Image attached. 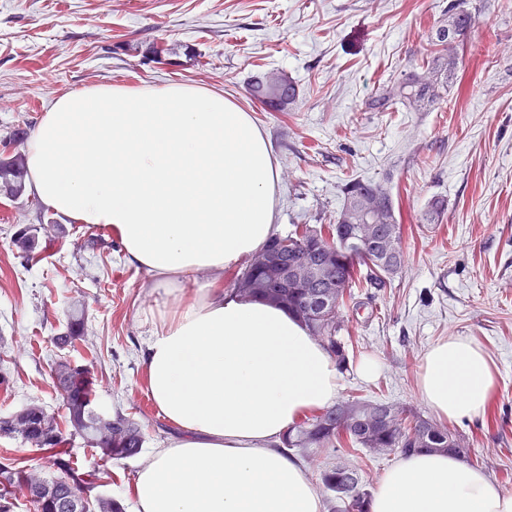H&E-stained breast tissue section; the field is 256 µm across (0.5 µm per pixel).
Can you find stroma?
<instances>
[{
  "instance_id": "1",
  "label": "stroma",
  "mask_w": 512,
  "mask_h": 512,
  "mask_svg": "<svg viewBox=\"0 0 512 512\" xmlns=\"http://www.w3.org/2000/svg\"><path fill=\"white\" fill-rule=\"evenodd\" d=\"M479 23L458 46L461 66L421 112L368 103L402 74L425 72L430 36L448 0H0V142L34 133L51 104L100 85L183 83L224 94L250 112L279 172V234L335 221L352 179L383 184L403 226L405 265L383 288L353 290L350 366L339 399L361 396L433 410L416 389L425 352L466 336L489 355L496 388L484 414L447 426L475 449L476 467L512 494V0H470ZM171 55L153 60L152 44ZM297 86L294 111L252 100L257 69ZM435 223H423L433 199ZM54 223L45 248L22 259L13 243L28 224ZM102 236L97 249L88 238ZM89 335L67 357L90 367L99 406L145 423L146 448L172 428L146 389L141 350L171 298L131 267L119 240L62 217L32 193L0 196V413L36 402L66 415L50 368L51 338L74 301ZM371 356L378 377L357 366ZM138 461L100 463L103 493L135 512Z\"/></svg>"
}]
</instances>
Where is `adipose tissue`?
I'll use <instances>...</instances> for the list:
<instances>
[{"label": "adipose tissue", "instance_id": "adipose-tissue-1", "mask_svg": "<svg viewBox=\"0 0 512 512\" xmlns=\"http://www.w3.org/2000/svg\"><path fill=\"white\" fill-rule=\"evenodd\" d=\"M26 158L45 205L110 227L128 263L172 297L143 362L179 434L140 463L136 512H321L304 465L276 445L333 404L337 368L286 309L224 296L225 269L275 232L278 171L250 114L194 85L92 87L53 102ZM201 271L213 280L185 297ZM417 388L441 418L479 415L492 361L471 339L448 338L425 353ZM369 510L512 512V494L449 452H414L386 471Z\"/></svg>", "mask_w": 512, "mask_h": 512}]
</instances>
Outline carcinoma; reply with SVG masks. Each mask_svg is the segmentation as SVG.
Here are the masks:
<instances>
[{
    "label": "carcinoma",
    "mask_w": 512,
    "mask_h": 512,
    "mask_svg": "<svg viewBox=\"0 0 512 512\" xmlns=\"http://www.w3.org/2000/svg\"><path fill=\"white\" fill-rule=\"evenodd\" d=\"M478 22L476 9L467 0H450L447 17L432 29V41L441 47L423 75L408 74L382 89L373 98L371 108L386 110L401 103L413 111L437 102L448 84L456 77L459 60L452 53ZM268 90H281L288 100L272 106L286 112L298 99L297 86L277 69L254 75L249 83L251 95L260 98L263 82ZM0 193L7 198L25 193L24 158L18 152L0 159ZM41 225L29 224L20 231L17 248L28 257L40 243ZM403 226L396 217L392 195L375 182L352 181L343 188V204L336 223L306 225L287 235L276 234L246 262L233 281L232 294L241 298H261L283 306L293 314L335 359L340 371L349 366V349L344 332L348 321L342 308L352 297L351 288L363 279L372 288H381L398 274L403 266L401 239ZM347 236L361 247L336 252L327 274L318 278L301 275L286 281L284 268L318 264L312 243L319 239L336 244V238ZM339 296L334 310L324 317H314L311 305L315 298ZM86 332L85 317L70 315L66 330L52 337L60 351L75 347ZM53 385L60 393L67 411L66 427L43 405L30 403L8 414H0V437L17 438L33 451L50 454L57 474L47 478L25 462L10 457L0 459V512H15L16 489L30 492L34 512H125L118 499L93 493L97 470H87L69 457L65 444L79 437L98 455L99 460H125L138 456L145 443L142 424L120 412L101 416L97 409L95 381L89 368L61 356L52 370ZM283 447L300 452L319 451L348 454L364 449L373 455L395 452L404 455L418 450H447L465 461L472 459L474 449L467 440L447 426L427 418L411 408L363 398L349 399L325 407L291 427L283 438ZM319 480L327 493L329 512H369L371 483L343 460L320 470Z\"/></svg>",
    "instance_id": "cac0c4a2"
}]
</instances>
